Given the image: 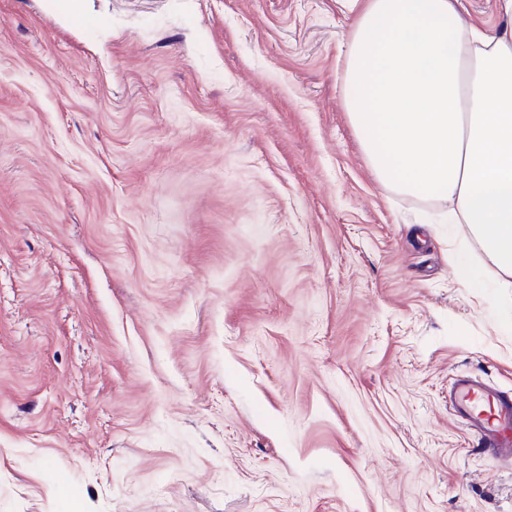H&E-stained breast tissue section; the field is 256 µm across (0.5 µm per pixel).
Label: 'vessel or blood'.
<instances>
[{
    "label": "vessel or blood",
    "mask_w": 512,
    "mask_h": 512,
    "mask_svg": "<svg viewBox=\"0 0 512 512\" xmlns=\"http://www.w3.org/2000/svg\"><path fill=\"white\" fill-rule=\"evenodd\" d=\"M448 396L457 416L476 437L480 451L512 459V392L461 374L453 380Z\"/></svg>",
    "instance_id": "1"
}]
</instances>
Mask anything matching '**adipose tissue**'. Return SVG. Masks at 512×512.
<instances>
[{
	"label": "adipose tissue",
	"instance_id": "1",
	"mask_svg": "<svg viewBox=\"0 0 512 512\" xmlns=\"http://www.w3.org/2000/svg\"><path fill=\"white\" fill-rule=\"evenodd\" d=\"M356 19L348 116L376 176L453 203L512 287V35L465 26L460 0H339Z\"/></svg>",
	"mask_w": 512,
	"mask_h": 512
}]
</instances>
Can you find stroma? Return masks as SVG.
Listing matches in <instances>:
<instances>
[{
    "label": "stroma",
    "instance_id": "35a3bbf8",
    "mask_svg": "<svg viewBox=\"0 0 512 512\" xmlns=\"http://www.w3.org/2000/svg\"><path fill=\"white\" fill-rule=\"evenodd\" d=\"M84 11L0 0V512H512L448 405L460 372L512 390L508 291L374 175L353 15ZM47 6L55 14L71 21H84L82 0H46Z\"/></svg>",
    "mask_w": 512,
    "mask_h": 512
}]
</instances>
